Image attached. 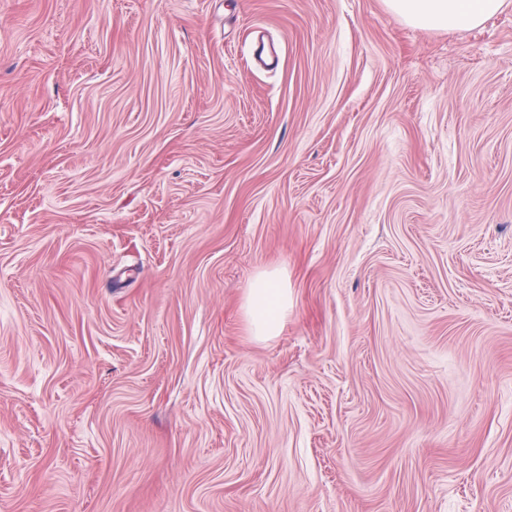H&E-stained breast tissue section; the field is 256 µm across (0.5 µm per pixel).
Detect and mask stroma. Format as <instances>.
<instances>
[{"label": "stroma", "instance_id": "1", "mask_svg": "<svg viewBox=\"0 0 512 512\" xmlns=\"http://www.w3.org/2000/svg\"><path fill=\"white\" fill-rule=\"evenodd\" d=\"M0 512H512V7L0 0ZM410 26L453 31L480 26L498 14L506 0H384ZM246 313L254 336L279 335L288 316V290L276 272H262L254 280L246 299Z\"/></svg>", "mask_w": 512, "mask_h": 512}]
</instances>
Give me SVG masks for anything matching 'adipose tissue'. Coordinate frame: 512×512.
I'll list each match as a JSON object with an SVG mask.
<instances>
[{
	"mask_svg": "<svg viewBox=\"0 0 512 512\" xmlns=\"http://www.w3.org/2000/svg\"><path fill=\"white\" fill-rule=\"evenodd\" d=\"M387 8L410 26L453 31L480 26L498 14L507 0H384ZM254 336L267 339L281 332L288 315V290L275 272L254 280L246 299Z\"/></svg>",
	"mask_w": 512,
	"mask_h": 512,
	"instance_id": "adipose-tissue-1",
	"label": "adipose tissue"
}]
</instances>
